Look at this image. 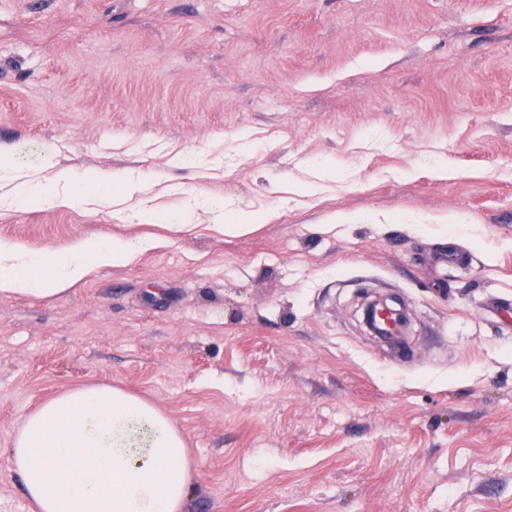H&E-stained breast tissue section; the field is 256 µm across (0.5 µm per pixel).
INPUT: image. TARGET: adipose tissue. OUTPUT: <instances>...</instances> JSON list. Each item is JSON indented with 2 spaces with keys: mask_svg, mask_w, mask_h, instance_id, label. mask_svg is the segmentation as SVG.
<instances>
[{
  "mask_svg": "<svg viewBox=\"0 0 512 512\" xmlns=\"http://www.w3.org/2000/svg\"><path fill=\"white\" fill-rule=\"evenodd\" d=\"M70 169L47 181H22L13 199L71 205ZM125 239L85 238L52 258L0 240V293L53 296L81 281L90 266H123L153 248ZM37 512H181L193 460L167 413L121 388L87 384L66 390L29 413L8 450Z\"/></svg>",
  "mask_w": 512,
  "mask_h": 512,
  "instance_id": "ef3b65f1",
  "label": "adipose tissue"
}]
</instances>
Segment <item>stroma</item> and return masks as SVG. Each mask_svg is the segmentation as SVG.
<instances>
[{"label":"stroma","mask_w":512,"mask_h":512,"mask_svg":"<svg viewBox=\"0 0 512 512\" xmlns=\"http://www.w3.org/2000/svg\"><path fill=\"white\" fill-rule=\"evenodd\" d=\"M51 156L77 203L0 179V240L157 245L0 295V512H35L15 425L89 383L176 423L182 512H512V0H0V168ZM128 173L159 222L115 217ZM366 290L404 299L409 355ZM53 174L46 182L22 181L12 189L11 198L14 200L29 203L42 201L53 202L56 205H72L77 199L69 190L73 182V175L70 169L59 167L52 159L49 161Z\"/></svg>","instance_id":"stroma-1"}]
</instances>
